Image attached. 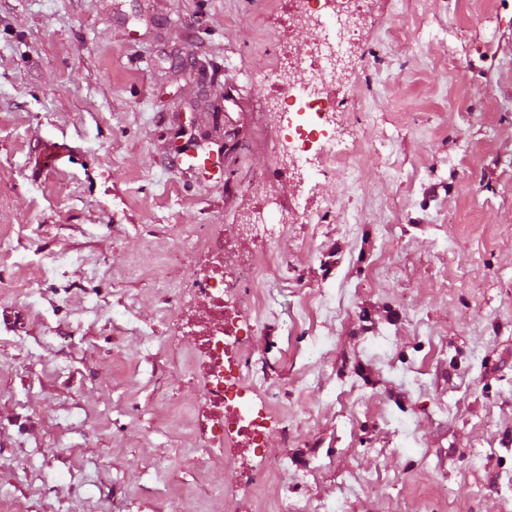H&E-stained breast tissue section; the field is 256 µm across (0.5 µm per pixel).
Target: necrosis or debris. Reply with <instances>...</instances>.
<instances>
[{
    "instance_id": "necrosis-or-debris-1",
    "label": "necrosis or debris",
    "mask_w": 512,
    "mask_h": 512,
    "mask_svg": "<svg viewBox=\"0 0 512 512\" xmlns=\"http://www.w3.org/2000/svg\"><path fill=\"white\" fill-rule=\"evenodd\" d=\"M312 0H295L307 19L312 33L304 56H296L290 47L280 49L279 68L269 82H277L282 72L303 69L307 75L306 94L281 98L286 124L284 137L290 138L297 153L317 146L320 166L327 170L349 169L353 152L343 139L328 132L338 105L334 87L344 67L348 52L357 40L362 15L370 0H339V12L325 15L311 6ZM223 236L210 235L206 241L210 270L201 278L199 297L207 321L200 331V341L208 358L204 397L214 410L212 427L217 438H242L254 449L262 448L267 434L266 416L252 410L244 400L247 379L242 363L228 357L227 338L239 335L243 308L232 286L224 282Z\"/></svg>"
}]
</instances>
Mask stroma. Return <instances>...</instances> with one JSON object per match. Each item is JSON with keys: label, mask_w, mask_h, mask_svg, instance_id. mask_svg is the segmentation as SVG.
<instances>
[{"label": "stroma", "mask_w": 512, "mask_h": 512, "mask_svg": "<svg viewBox=\"0 0 512 512\" xmlns=\"http://www.w3.org/2000/svg\"><path fill=\"white\" fill-rule=\"evenodd\" d=\"M307 36L268 0H0V512H512V0H374L353 181L289 170L265 78ZM201 225L274 412L257 496L197 450ZM286 212L283 224H262V227H259V224L241 225L244 230L249 231L255 238L267 243L273 242L281 236L284 230V224H288V222L290 224H296L300 220V213L295 209H287Z\"/></svg>", "instance_id": "35a3bbf8"}]
</instances>
